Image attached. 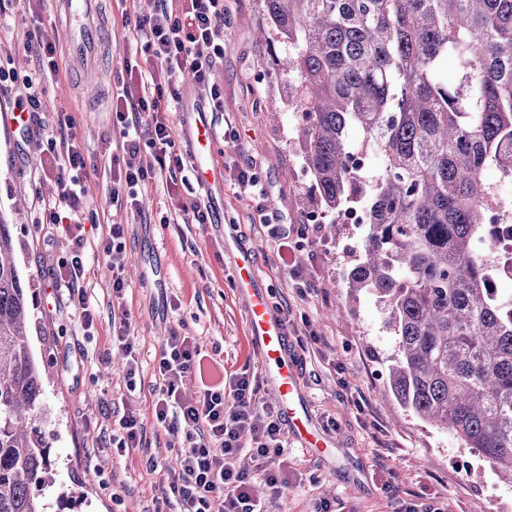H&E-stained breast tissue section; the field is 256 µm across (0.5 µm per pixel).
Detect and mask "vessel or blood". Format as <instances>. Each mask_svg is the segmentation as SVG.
<instances>
[{
  "instance_id": "obj_1",
  "label": "vessel or blood",
  "mask_w": 512,
  "mask_h": 512,
  "mask_svg": "<svg viewBox=\"0 0 512 512\" xmlns=\"http://www.w3.org/2000/svg\"><path fill=\"white\" fill-rule=\"evenodd\" d=\"M68 18L69 42L74 56L92 62L98 52L96 0H52ZM193 173L196 181L210 194L214 204L224 195V172L210 165V124L206 113H198L190 133ZM224 250L232 258L233 285L245 304L252 344L264 363V379L280 417L290 436L311 452L331 447V439L316 425L301 391L298 367L288 353L284 319L270 300L268 288L255 273L251 249L234 239L224 241Z\"/></svg>"
}]
</instances>
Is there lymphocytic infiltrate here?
<instances>
[{
	"label": "lymphocytic infiltrate",
	"mask_w": 512,
	"mask_h": 512,
	"mask_svg": "<svg viewBox=\"0 0 512 512\" xmlns=\"http://www.w3.org/2000/svg\"><path fill=\"white\" fill-rule=\"evenodd\" d=\"M31 26L26 47L38 67L18 76L10 62L0 60V84L21 82L18 102L31 115L45 108L46 79L60 71L58 45L45 32L38 0H27ZM134 31L145 62L124 65L117 75L112 123L123 141L109 156L113 197H124L130 211L140 209L139 190L156 172L182 168L175 152L169 104L180 99L181 77L192 79L213 111L224 100L213 79V66L224 57V0H185L173 8L158 0L156 8L138 16ZM152 163H144L143 152ZM47 157L56 172L58 193L41 204L43 221L60 231L67 251L52 270V287L66 288L67 305L84 335H91L97 315L84 284L86 249L95 245L112 273V295L123 299L128 287L124 227L110 225L106 234L89 237L84 227L89 208L86 182L97 173L76 133L71 114L60 113L47 139ZM208 355L196 337L171 330L164 340L155 372L159 391L152 403L155 424L177 438L180 450L165 477L155 512H267L254 493L255 477L271 492L285 481L287 445L284 424L274 406L263 402L261 384L247 369L212 375ZM194 394H187L188 384Z\"/></svg>",
	"instance_id": "lymphocytic-infiltrate-1"
}]
</instances>
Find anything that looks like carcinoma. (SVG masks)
Wrapping results in <instances>:
<instances>
[{
  "instance_id": "obj_1",
  "label": "carcinoma",
  "mask_w": 512,
  "mask_h": 512,
  "mask_svg": "<svg viewBox=\"0 0 512 512\" xmlns=\"http://www.w3.org/2000/svg\"><path fill=\"white\" fill-rule=\"evenodd\" d=\"M262 2L318 206L364 212L349 288L387 310L391 391L512 479V290L476 250L512 179V0ZM13 252L0 218V512H45L48 369Z\"/></svg>"
}]
</instances>
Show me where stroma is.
Wrapping results in <instances>:
<instances>
[{
  "instance_id": "obj_1",
  "label": "stroma",
  "mask_w": 512,
  "mask_h": 512,
  "mask_svg": "<svg viewBox=\"0 0 512 512\" xmlns=\"http://www.w3.org/2000/svg\"><path fill=\"white\" fill-rule=\"evenodd\" d=\"M262 0H224V57L214 79L224 109L210 111L191 79L171 114L174 139L184 163H191L186 113L207 111L214 134L212 163L224 170V221L185 222L182 204L207 206L197 183L168 195L166 180L156 177L141 189V210L113 203L110 175L101 170L86 183V224L125 227L128 290L123 300L126 324L140 369L135 390H128L125 360L112 347V274L103 257L90 259L89 293L98 312L95 335L75 326L66 294L51 286L52 256L64 253V237L39 222V201L56 194L46 161L45 128L58 112L72 113L76 132L90 155L104 162L121 143L112 125L116 74L123 60L142 62L134 25L155 0H98L101 26L108 38L96 69L84 73L64 56L58 77L48 85L50 105L27 139L13 135L8 116L21 84L0 89V216L13 226L15 260L27 288L30 341L37 361L49 369L44 382L46 409L37 420L56 483L44 491L46 512H153L162 473L150 461L171 465L174 439L151 423L158 379L154 368L162 342L173 328L197 337L217 353L226 371L248 369L262 376L263 361L252 349L246 313L233 286L224 241L234 237L257 255L256 274L274 302L287 306L288 343L300 369L301 389L318 426L335 420L336 453L323 459L289 442L288 483L278 496L264 485L255 494L269 512H314L323 499L338 512H397L402 503H438L443 512H512V481L494 471L451 435L401 407L388 387L397 354L393 334L384 326L382 305L373 296L353 293L348 274L358 255L363 228L336 225L303 239L297 253L279 255L260 224L261 214L300 228L314 209L297 142L300 120L281 99L273 71V49L260 40ZM8 26L0 28V52L11 56L19 74L35 69L25 46L29 15L24 0L8 7ZM255 163L266 190L264 199L241 192L234 170ZM177 297L180 310L166 308ZM321 337L301 348L304 324ZM147 418L142 447L120 460L102 441L124 405Z\"/></svg>"
}]
</instances>
